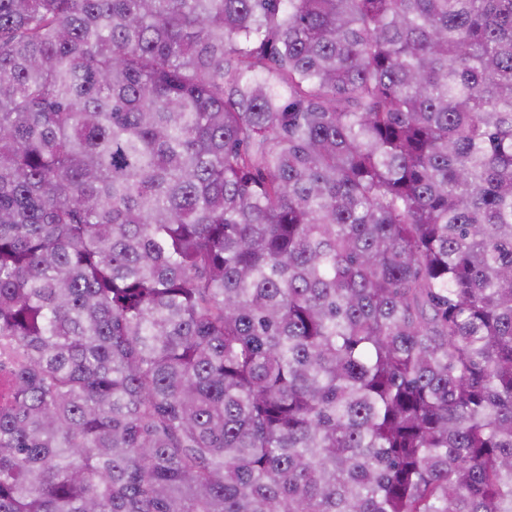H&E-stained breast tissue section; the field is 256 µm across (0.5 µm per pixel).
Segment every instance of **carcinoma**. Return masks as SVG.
Segmentation results:
<instances>
[{
  "label": "carcinoma",
  "mask_w": 512,
  "mask_h": 512,
  "mask_svg": "<svg viewBox=\"0 0 512 512\" xmlns=\"http://www.w3.org/2000/svg\"><path fill=\"white\" fill-rule=\"evenodd\" d=\"M0 512H512V0H0Z\"/></svg>",
  "instance_id": "1"
}]
</instances>
